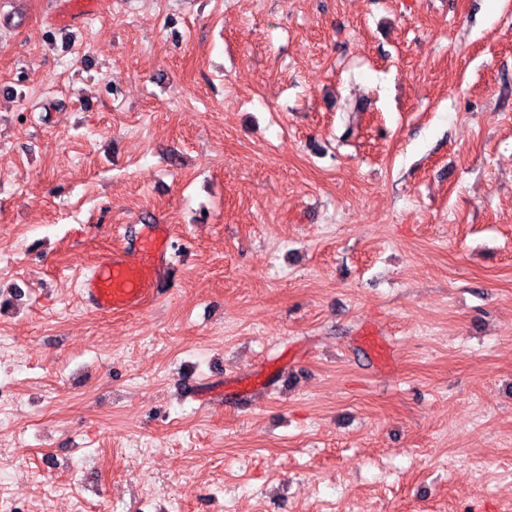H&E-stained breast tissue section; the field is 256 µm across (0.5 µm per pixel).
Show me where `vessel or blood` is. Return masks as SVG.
I'll return each instance as SVG.
<instances>
[{
	"mask_svg": "<svg viewBox=\"0 0 512 512\" xmlns=\"http://www.w3.org/2000/svg\"><path fill=\"white\" fill-rule=\"evenodd\" d=\"M170 248V236L162 225L141 232L137 259L123 250L110 252L83 275L80 286L90 307L98 311L127 310L138 305L145 294L157 291L158 267Z\"/></svg>",
	"mask_w": 512,
	"mask_h": 512,
	"instance_id": "1",
	"label": "vessel or blood"
}]
</instances>
